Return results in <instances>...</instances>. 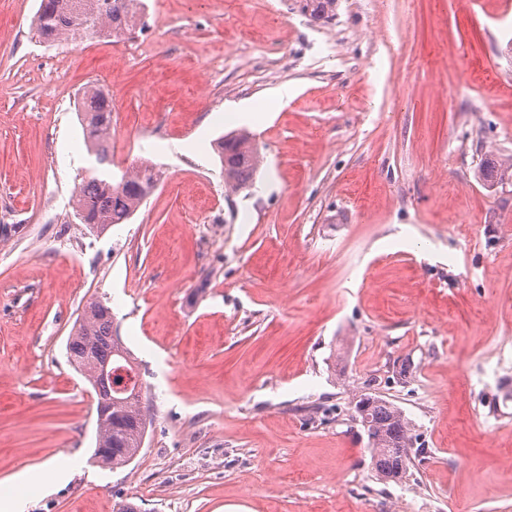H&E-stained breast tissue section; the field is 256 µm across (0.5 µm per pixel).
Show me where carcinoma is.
I'll return each instance as SVG.
<instances>
[{"label":"carcinoma","mask_w":512,"mask_h":512,"mask_svg":"<svg viewBox=\"0 0 512 512\" xmlns=\"http://www.w3.org/2000/svg\"><path fill=\"white\" fill-rule=\"evenodd\" d=\"M338 0H301L302 11L316 21L336 17ZM143 0H40L34 20L45 42L96 37H125L144 25ZM88 153L96 167L75 188L72 208L90 232L102 235L114 224L131 218L163 181L164 173L145 164L112 176V97L104 88L89 85L77 99ZM217 153L224 180L233 190L248 189L261 166L256 145L246 133L220 137ZM480 178L489 185L512 182V165L484 161ZM70 362L88 381L97 397L96 463L116 469L127 465L143 447L149 425L143 406L138 363L112 333V311L98 299L89 300L76 320L67 344ZM134 374L136 382L115 388L109 372ZM369 418L372 465L382 481H400L412 464L411 428L403 412L377 396L363 395L355 403Z\"/></svg>","instance_id":"1"}]
</instances>
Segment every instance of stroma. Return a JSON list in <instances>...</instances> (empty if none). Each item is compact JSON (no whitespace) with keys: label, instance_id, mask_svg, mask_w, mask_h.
I'll return each instance as SVG.
<instances>
[{"label":"stroma","instance_id":"obj_1","mask_svg":"<svg viewBox=\"0 0 512 512\" xmlns=\"http://www.w3.org/2000/svg\"><path fill=\"white\" fill-rule=\"evenodd\" d=\"M39 3L0 0V495L512 512V185L478 175L512 160V0H339L325 24L299 0H144L132 38L54 44ZM90 83L112 96L114 173H165L100 236L71 208ZM228 104L259 118L227 127ZM232 131L263 158L237 193L214 151ZM92 297L151 418L115 470L66 354ZM364 394L412 425L400 482L372 469Z\"/></svg>","mask_w":512,"mask_h":512}]
</instances>
